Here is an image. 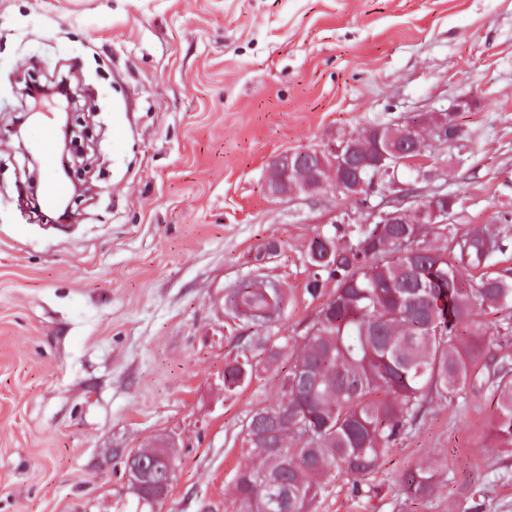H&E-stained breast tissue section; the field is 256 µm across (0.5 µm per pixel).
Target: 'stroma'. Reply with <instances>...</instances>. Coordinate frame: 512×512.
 Masks as SVG:
<instances>
[{
	"instance_id": "stroma-1",
	"label": "stroma",
	"mask_w": 512,
	"mask_h": 512,
	"mask_svg": "<svg viewBox=\"0 0 512 512\" xmlns=\"http://www.w3.org/2000/svg\"><path fill=\"white\" fill-rule=\"evenodd\" d=\"M34 71L92 101L73 119L96 159L62 227L26 183L21 148L56 120L25 115ZM446 110L461 146L399 179L455 196L459 232L499 229L484 270L512 274V0H0V512H140L125 460L147 448L174 459L158 512H238L248 416L333 292L308 293V245L362 218L329 190L270 197L268 164ZM256 280L282 293L268 329L230 303ZM243 358L256 375L225 390ZM495 415L479 388L427 401L370 491L336 475L313 512H512ZM417 467L436 483L413 502Z\"/></svg>"
}]
</instances>
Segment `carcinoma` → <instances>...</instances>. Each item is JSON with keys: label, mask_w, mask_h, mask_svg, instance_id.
<instances>
[{"label": "carcinoma", "mask_w": 512, "mask_h": 512, "mask_svg": "<svg viewBox=\"0 0 512 512\" xmlns=\"http://www.w3.org/2000/svg\"><path fill=\"white\" fill-rule=\"evenodd\" d=\"M332 229L309 244L308 261L317 271L308 290L314 295L330 279L335 300L326 303L325 319L307 332L288 367V417L273 404L246 424V455L259 464L235 475L242 512H311L334 472L350 476L356 487L364 484L385 451L413 430L427 398L471 384L491 391L496 437L512 444V365L500 361L483 372L493 339L474 320L484 308L512 310V277L470 274L503 249V239L435 224V235L448 243L393 257L377 244L414 232L413 225ZM231 302L267 326L280 291L269 281L251 282ZM251 373V364L237 361L225 366L224 382ZM435 475L412 469L402 483L422 497Z\"/></svg>", "instance_id": "1"}]
</instances>
